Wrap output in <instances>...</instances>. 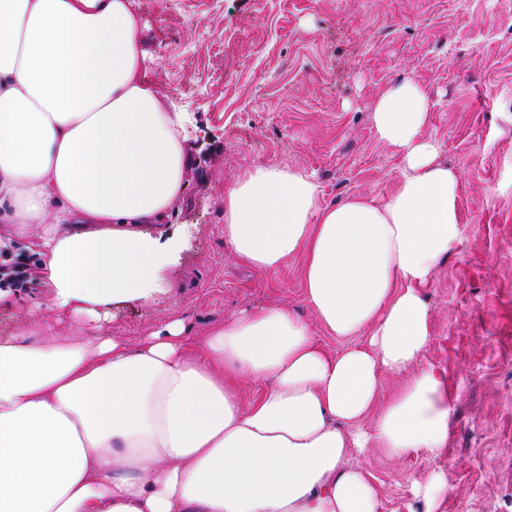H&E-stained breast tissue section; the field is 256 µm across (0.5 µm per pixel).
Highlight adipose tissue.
I'll use <instances>...</instances> for the list:
<instances>
[{"mask_svg":"<svg viewBox=\"0 0 512 512\" xmlns=\"http://www.w3.org/2000/svg\"><path fill=\"white\" fill-rule=\"evenodd\" d=\"M143 62L129 0H0V220L42 225L52 304L89 322L147 298L171 260L147 227L183 199L184 117ZM429 112L411 81L378 100L376 133L404 164L383 200L324 208L311 177L263 165L224 194L237 260L274 272L303 255L317 321L365 344L326 354L280 305L199 341L179 319L133 347L0 336V512H383L353 453L448 442V385L419 361L423 290L461 240V174L424 136ZM387 374L403 382L383 404Z\"/></svg>","mask_w":512,"mask_h":512,"instance_id":"adipose-tissue-1","label":"adipose tissue"}]
</instances>
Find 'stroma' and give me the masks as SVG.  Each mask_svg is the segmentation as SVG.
<instances>
[{"mask_svg": "<svg viewBox=\"0 0 512 512\" xmlns=\"http://www.w3.org/2000/svg\"><path fill=\"white\" fill-rule=\"evenodd\" d=\"M145 77L185 115L190 171L162 226L175 246L150 298L108 307L104 327L136 345L170 318L194 338L243 309L314 315L303 255L274 272L224 241V193L256 165L311 176L321 206L382 200L402 178L380 141L379 98L410 80L429 98L427 137L459 170L463 234L425 295L432 337L420 363L452 394L448 445L358 464L387 512H425L416 486L448 481L442 512H512V0H130ZM0 302V336L72 335L38 283Z\"/></svg>", "mask_w": 512, "mask_h": 512, "instance_id": "stroma-1", "label": "stroma"}]
</instances>
